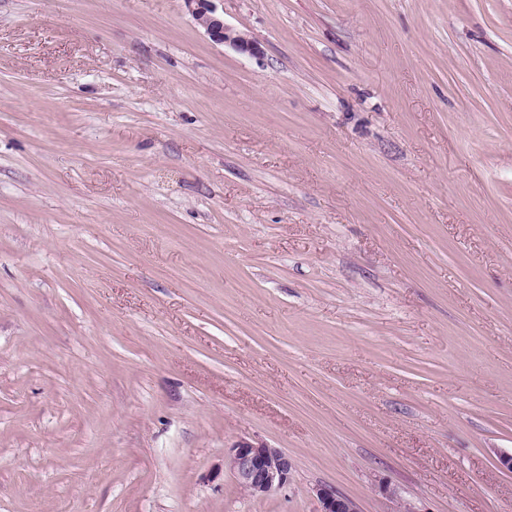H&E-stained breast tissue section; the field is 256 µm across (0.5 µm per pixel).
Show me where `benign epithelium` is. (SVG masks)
<instances>
[{"label": "benign epithelium", "instance_id": "1", "mask_svg": "<svg viewBox=\"0 0 512 512\" xmlns=\"http://www.w3.org/2000/svg\"><path fill=\"white\" fill-rule=\"evenodd\" d=\"M185 8L209 38L230 45L242 54L261 55L260 44L248 34L228 26L218 10V0H183ZM224 464L239 486L251 496H265L285 487L291 478L293 462L280 448L239 441L224 454ZM319 512H359L357 504L335 488L315 487Z\"/></svg>", "mask_w": 512, "mask_h": 512}]
</instances>
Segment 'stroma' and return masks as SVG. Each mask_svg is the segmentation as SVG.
I'll return each instance as SVG.
<instances>
[{"label":"stroma","mask_w":512,"mask_h":512,"mask_svg":"<svg viewBox=\"0 0 512 512\" xmlns=\"http://www.w3.org/2000/svg\"><path fill=\"white\" fill-rule=\"evenodd\" d=\"M218 8L0 0V512H512V0ZM220 0H183L185 8L209 38L222 45H230L242 54L253 57L261 55L260 44L248 34L228 26L218 10ZM224 464L250 496H265L288 484L293 462L280 448L239 441L224 454ZM313 491L319 503L318 512H360L352 499L331 486L319 485Z\"/></svg>","instance_id":"obj_1"}]
</instances>
